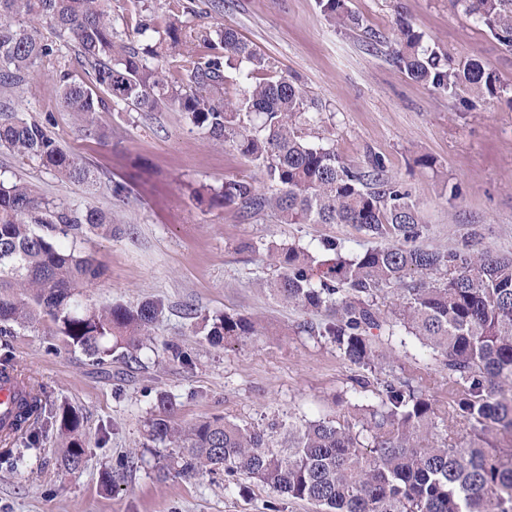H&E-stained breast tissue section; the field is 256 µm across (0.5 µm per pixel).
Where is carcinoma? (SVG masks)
I'll return each instance as SVG.
<instances>
[{"mask_svg": "<svg viewBox=\"0 0 512 512\" xmlns=\"http://www.w3.org/2000/svg\"><path fill=\"white\" fill-rule=\"evenodd\" d=\"M505 48L512 50V0H452ZM333 26L360 20L345 0H316ZM192 0H167L164 24L141 14L133 34L114 28L110 0H0V91L41 71L73 114L79 131L100 135L93 114L124 104L137 112L173 109L214 141L229 144L255 162L275 184L262 191L247 177L224 179L212 198L236 206L245 217L270 211L284 224H354L393 242L346 258L334 242L321 259L298 246L281 249L280 273L267 286L302 310H325L323 325L305 331L327 336L343 359L376 368L386 354L371 331L400 327L440 357L448 383V411L439 415L405 373L363 377L358 386L376 401L324 418L264 429L222 417L181 425L172 399H158L148 440L173 452L159 467L193 476L216 470L245 475L279 497L306 501L323 512H512V252L468 248L448 252L412 245L420 235L417 205L385 178L373 156L365 169L348 166L336 151L311 141L319 103L258 54L237 33L217 23L187 30ZM67 40L87 79L78 82L61 62ZM394 64L411 79L450 97L494 99L507 91L475 59L453 61L422 46L408 24L398 28ZM237 92H226L229 73ZM35 159L61 181L94 185L90 164L66 151L36 121L0 113V147ZM116 233L112 215L74 208L39 194L22 179L0 180V335L12 325L46 321L54 335L98 364L140 362L163 312L160 302L98 307L90 291L104 272L77 250L78 237ZM399 296L394 321L378 299ZM207 339L252 336L241 315L204 316ZM22 385L8 446L30 436L47 418L69 473L85 462L78 412L47 408L41 385L31 382L12 356L0 357V373Z\"/></svg>", "mask_w": 512, "mask_h": 512, "instance_id": "carcinoma-1", "label": "carcinoma"}]
</instances>
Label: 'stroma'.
<instances>
[{
    "label": "stroma",
    "mask_w": 512,
    "mask_h": 512,
    "mask_svg": "<svg viewBox=\"0 0 512 512\" xmlns=\"http://www.w3.org/2000/svg\"><path fill=\"white\" fill-rule=\"evenodd\" d=\"M196 3L188 26L219 22L235 30L321 103L320 144L357 168L371 156L383 159L388 179L407 189L418 207L417 245L512 251V98L448 97L410 79L390 57L405 21L424 45L457 60L478 59L512 87V51L473 17L451 0H347L362 25L339 30L315 0H224L218 14L209 12L208 0ZM6 109L45 124L93 167L96 182L89 188L59 181L38 161L0 147L1 177L111 212L115 235L89 233L78 244L105 270L91 291L93 302L158 299L165 310L153 347L137 364H96L66 347L48 323L0 336V354L10 353L43 386L48 405L81 414L87 451L84 469L67 474L52 430L34 424L37 443L13 447L19 463L0 457V512H270L274 501L281 512H316L307 502L276 498L252 479L225 481L220 471L159 478L169 451L148 441L146 421L163 395L174 401L180 422L221 416L259 428L333 417L364 404L355 391L361 368L344 360L328 337L303 329L307 321L325 322V314L273 299L265 283L279 269L282 247L295 244L317 255L332 240L353 256L380 245V238L351 224H283L268 212L246 218L218 201L197 203L196 188L263 174L183 113L120 106L97 115L106 138H89L61 108L53 82L37 74L10 93ZM115 182L129 184L127 198L113 196ZM190 306L202 315L248 317L258 333L212 344L186 318ZM375 342L387 355L384 370L414 374L438 412L447 411V381L415 336L400 330ZM167 343L181 346L189 363L168 362Z\"/></svg>",
    "instance_id": "35a3bbf8"
}]
</instances>
